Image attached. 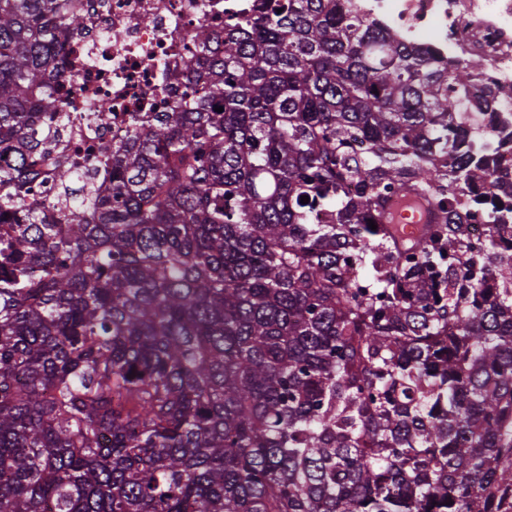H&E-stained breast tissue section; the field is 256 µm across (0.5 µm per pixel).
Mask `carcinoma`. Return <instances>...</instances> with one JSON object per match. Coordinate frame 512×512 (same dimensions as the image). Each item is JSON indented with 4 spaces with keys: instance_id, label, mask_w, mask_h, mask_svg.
I'll return each instance as SVG.
<instances>
[{
    "instance_id": "1",
    "label": "carcinoma",
    "mask_w": 512,
    "mask_h": 512,
    "mask_svg": "<svg viewBox=\"0 0 512 512\" xmlns=\"http://www.w3.org/2000/svg\"><path fill=\"white\" fill-rule=\"evenodd\" d=\"M83 25L0 0V512H512V85L262 0L50 206ZM392 217L391 223L387 221ZM384 223L399 224L405 238H417L435 221V210L425 198L413 194L394 198L385 210Z\"/></svg>"
}]
</instances>
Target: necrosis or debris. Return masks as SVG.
Listing matches in <instances>:
<instances>
[{
	"instance_id": "4bbe7bcc",
	"label": "necrosis or debris",
	"mask_w": 512,
	"mask_h": 512,
	"mask_svg": "<svg viewBox=\"0 0 512 512\" xmlns=\"http://www.w3.org/2000/svg\"><path fill=\"white\" fill-rule=\"evenodd\" d=\"M86 24L69 43L82 62L62 79L73 105L63 141L51 156L97 164L123 125L95 119L102 104L116 112H162L187 99L172 73L197 54L192 30L252 13L258 0H70ZM408 42L459 62L483 59L485 78L512 83V0H356Z\"/></svg>"
}]
</instances>
